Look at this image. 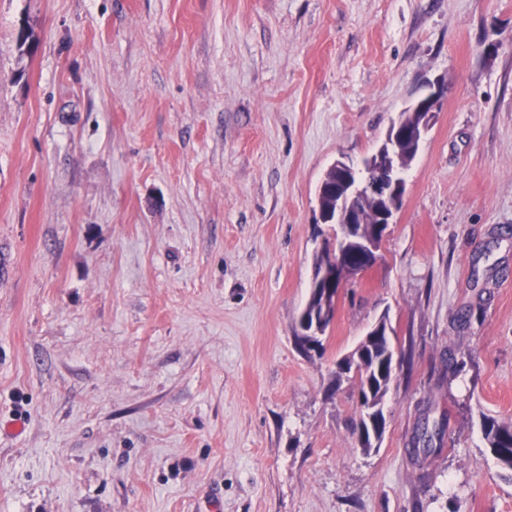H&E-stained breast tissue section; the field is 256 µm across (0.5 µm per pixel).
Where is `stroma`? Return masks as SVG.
Instances as JSON below:
<instances>
[{
    "label": "stroma",
    "instance_id": "1",
    "mask_svg": "<svg viewBox=\"0 0 512 512\" xmlns=\"http://www.w3.org/2000/svg\"><path fill=\"white\" fill-rule=\"evenodd\" d=\"M435 81L381 258L302 353L318 186ZM383 317L366 453L331 371ZM486 417L512 424V0H0V512H512Z\"/></svg>",
    "mask_w": 512,
    "mask_h": 512
}]
</instances>
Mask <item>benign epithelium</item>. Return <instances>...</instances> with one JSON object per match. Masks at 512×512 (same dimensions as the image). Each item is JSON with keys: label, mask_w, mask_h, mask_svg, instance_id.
I'll use <instances>...</instances> for the list:
<instances>
[{"label": "benign epithelium", "mask_w": 512, "mask_h": 512, "mask_svg": "<svg viewBox=\"0 0 512 512\" xmlns=\"http://www.w3.org/2000/svg\"><path fill=\"white\" fill-rule=\"evenodd\" d=\"M448 86L435 82L429 84V92L417 100L409 111L419 115L418 122L407 126L406 134L413 142L419 144L429 131L436 112L441 110L442 103L447 97ZM410 159H402L397 141L384 140V144L369 157L367 167L371 170L372 178L361 184L352 179L341 183L336 199V224L344 227L363 220H354L351 206L355 200L367 195L378 205V214L374 223L392 224L394 217L402 206L405 193L404 172ZM381 245L372 237L363 238L357 242L340 236L336 238V247L331 250L330 264L322 267L319 277L312 279L311 291L322 293L324 319L332 320L336 316V308L340 291L331 288H320L321 283H330L341 277L362 275L371 270L379 260Z\"/></svg>", "instance_id": "7a95c632"}]
</instances>
